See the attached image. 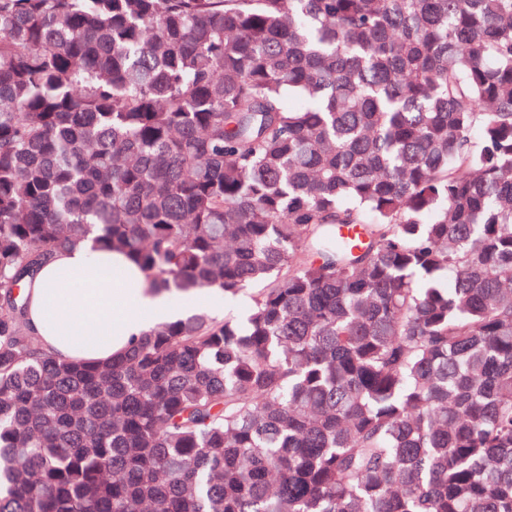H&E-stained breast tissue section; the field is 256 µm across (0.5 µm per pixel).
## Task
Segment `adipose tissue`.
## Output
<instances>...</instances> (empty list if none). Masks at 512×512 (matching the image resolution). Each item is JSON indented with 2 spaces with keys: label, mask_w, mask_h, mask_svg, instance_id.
Here are the masks:
<instances>
[{
  "label": "adipose tissue",
  "mask_w": 512,
  "mask_h": 512,
  "mask_svg": "<svg viewBox=\"0 0 512 512\" xmlns=\"http://www.w3.org/2000/svg\"><path fill=\"white\" fill-rule=\"evenodd\" d=\"M30 295L32 336L61 357L89 362L123 355L149 327L196 308L191 298L172 306L128 256L91 241L55 252Z\"/></svg>",
  "instance_id": "1"
}]
</instances>
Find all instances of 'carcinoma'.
<instances>
[{
    "instance_id": "1",
    "label": "carcinoma",
    "mask_w": 512,
    "mask_h": 512,
    "mask_svg": "<svg viewBox=\"0 0 512 512\" xmlns=\"http://www.w3.org/2000/svg\"><path fill=\"white\" fill-rule=\"evenodd\" d=\"M90 237L245 318L56 356ZM0 512H512V0H0Z\"/></svg>"
}]
</instances>
